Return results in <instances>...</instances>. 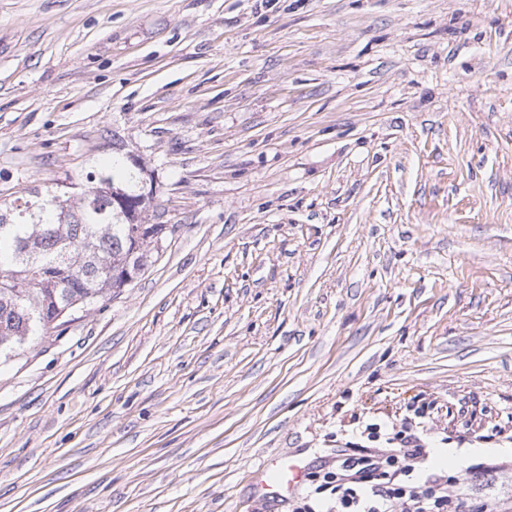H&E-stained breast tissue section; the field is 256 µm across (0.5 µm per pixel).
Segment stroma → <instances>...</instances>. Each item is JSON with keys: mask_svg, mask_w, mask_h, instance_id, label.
I'll return each mask as SVG.
<instances>
[{"mask_svg": "<svg viewBox=\"0 0 512 512\" xmlns=\"http://www.w3.org/2000/svg\"><path fill=\"white\" fill-rule=\"evenodd\" d=\"M110 130L166 231L0 356V512H263L370 423L512 512V0H0V204ZM310 468L307 458L273 455L245 477L253 490V500L282 508L305 483Z\"/></svg>", "mask_w": 512, "mask_h": 512, "instance_id": "35a3bbf8", "label": "stroma"}]
</instances>
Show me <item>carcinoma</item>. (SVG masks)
Masks as SVG:
<instances>
[{
  "label": "carcinoma",
  "instance_id": "obj_1",
  "mask_svg": "<svg viewBox=\"0 0 512 512\" xmlns=\"http://www.w3.org/2000/svg\"><path fill=\"white\" fill-rule=\"evenodd\" d=\"M124 191L121 207L105 181ZM138 175L115 153L112 169L90 171L65 210L47 205L0 230V351L61 326L56 313L71 304L88 308L130 285L151 264L154 235L149 206L136 193Z\"/></svg>",
  "mask_w": 512,
  "mask_h": 512
}]
</instances>
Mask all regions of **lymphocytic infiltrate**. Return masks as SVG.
Here are the masks:
<instances>
[{
	"mask_svg": "<svg viewBox=\"0 0 512 512\" xmlns=\"http://www.w3.org/2000/svg\"><path fill=\"white\" fill-rule=\"evenodd\" d=\"M380 439L390 453L371 452L370 443ZM425 446L408 429L385 438L380 424H369L336 471L294 498L292 512H468V502L449 495L441 474L421 472Z\"/></svg>",
	"mask_w": 512,
	"mask_h": 512,
	"instance_id": "f902f5d3",
	"label": "lymphocytic infiltrate"
}]
</instances>
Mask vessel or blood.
<instances>
[{"mask_svg": "<svg viewBox=\"0 0 512 512\" xmlns=\"http://www.w3.org/2000/svg\"><path fill=\"white\" fill-rule=\"evenodd\" d=\"M311 468L308 459L273 455L246 474L253 498L269 506H287L305 483Z\"/></svg>", "mask_w": 512, "mask_h": 512, "instance_id": "1", "label": "vessel or blood"}]
</instances>
